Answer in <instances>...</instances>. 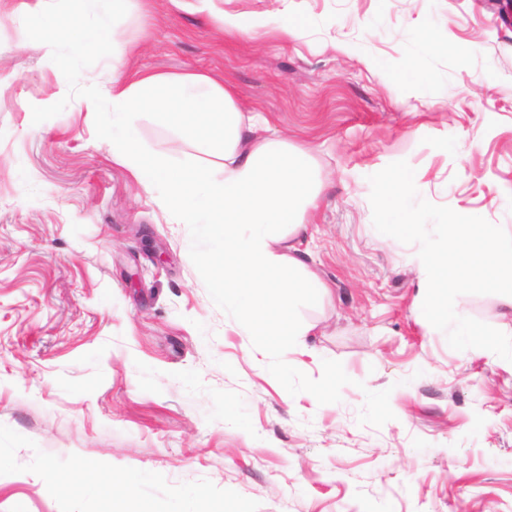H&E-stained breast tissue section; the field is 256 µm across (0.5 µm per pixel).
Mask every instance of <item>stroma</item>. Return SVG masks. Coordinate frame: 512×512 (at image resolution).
<instances>
[{"label": "stroma", "instance_id": "1", "mask_svg": "<svg viewBox=\"0 0 512 512\" xmlns=\"http://www.w3.org/2000/svg\"><path fill=\"white\" fill-rule=\"evenodd\" d=\"M20 2L0 0V512H108L65 488L85 472L142 475V512L192 494L210 512H512V362L426 320L417 247L382 239L368 181L406 161L419 198L512 233V27L488 0H224L302 18L288 41L170 0L125 22L130 70L221 78L333 181L302 245L330 294L261 360L192 225L133 184L85 109L111 53L72 63ZM137 135L205 154L152 119ZM457 301L512 332L495 295Z\"/></svg>", "mask_w": 512, "mask_h": 512}]
</instances>
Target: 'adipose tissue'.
Wrapping results in <instances>:
<instances>
[{"instance_id": "1", "label": "adipose tissue", "mask_w": 512, "mask_h": 512, "mask_svg": "<svg viewBox=\"0 0 512 512\" xmlns=\"http://www.w3.org/2000/svg\"><path fill=\"white\" fill-rule=\"evenodd\" d=\"M89 25L56 14L51 0H23L20 9L38 26L49 27L72 57L91 46L111 44L110 103L102 129L112 138V160L125 167L174 223L194 227L195 245L207 265L213 290L235 314L256 349H289L308 329L297 318L305 300L325 295L326 286L304 261L299 240L310 208L326 191L307 153L276 136L268 116L246 110L234 93L196 72H132L124 57L137 46L125 41L120 16L144 17L148 0H89ZM209 15L228 34L253 37L274 28L284 38L300 35L302 23L244 16L221 8L219 0H171ZM151 116L186 143H200L211 159L177 163L146 150L136 122ZM141 475L111 482L83 473L71 490L89 500L111 497L110 512H131Z\"/></svg>"}]
</instances>
